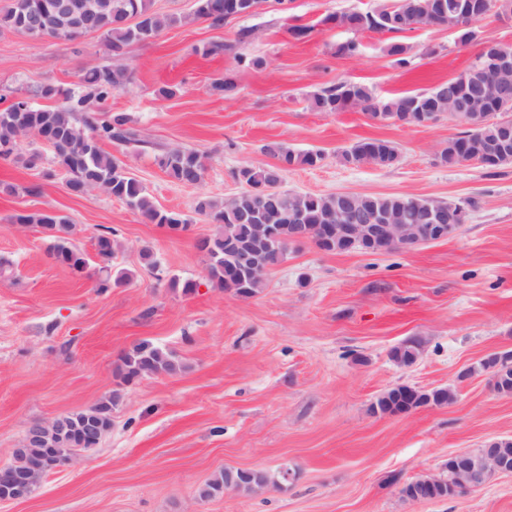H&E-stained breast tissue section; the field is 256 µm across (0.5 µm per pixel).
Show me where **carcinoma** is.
<instances>
[{"label":"carcinoma","instance_id":"carcinoma-1","mask_svg":"<svg viewBox=\"0 0 512 512\" xmlns=\"http://www.w3.org/2000/svg\"><path fill=\"white\" fill-rule=\"evenodd\" d=\"M91 26L104 39L108 53L121 61L130 46L146 43L157 37L164 29L187 20L199 21L216 12L219 17L213 26L221 27L224 21L239 16L256 13L268 0H195L194 9L188 15H159L152 11L151 0H95ZM440 0H381L374 9L359 17L350 11L329 15L325 21L352 32L365 30L397 33L401 28L386 27L383 18L400 13L407 23H417L424 15L438 9ZM19 0L0 10V31H20L22 15ZM129 81L125 66L104 65L85 73L82 81V94L76 96L70 89L47 85L41 94L46 98H61L63 102L48 110L34 109L20 122L15 116L14 105L0 109V158L18 157L21 137L41 130L52 132L57 142L54 158L67 168L73 169L68 179V187L75 193H85L96 188H104L110 195L124 202L137 212L146 222L171 228H187L190 220L175 211L160 209L153 196L141 181L129 175L123 164L114 156L102 150V144L138 143V131L133 120L125 112H107L101 108L112 92L125 87ZM413 95H401L386 100L374 97L370 89L360 83L340 81L320 87L312 95V107L319 112H341L349 104L355 103L372 115L392 120L405 118L408 104ZM266 155L276 160L274 164L252 165L239 169L237 179L244 185L241 192L218 203L211 198L201 197L194 206L195 213L218 225V231L203 239L201 249L205 250L206 276L215 286L230 291L238 297H251L266 287V279L256 278L242 283L229 276L233 260L224 254V239L246 238L250 236L249 221L244 216L257 213L260 222L273 228L279 240L286 241L295 231V225L288 220V209L303 215L305 223L312 227L324 223V218L336 215L338 202L329 195L282 191L287 201L278 206L260 205L253 189L269 186L284 177L286 167H315L323 160L318 152L297 153L282 142H269L264 145ZM397 149L385 139H365L354 144L342 154L348 163H370L381 167L393 165ZM159 167L174 181L187 184L199 182L205 170L203 157L197 151L185 148H172L158 156ZM435 199L427 196L358 195L356 206L366 211H376L396 223L404 222L408 209L423 208ZM13 221L21 226H36L48 241L50 255L76 272H83L87 261L72 241L74 227L64 215H53L43 211L30 215H16ZM113 231L107 230L96 239L97 255L102 260V270L108 271L114 258ZM422 348L421 341L410 340L394 349L392 358L401 365L415 362ZM180 368L175 354L143 343L133 352L120 358L116 366V378L122 384H129L139 377L158 374H171ZM401 390L390 389L381 395L373 411L382 414L394 412L399 405ZM120 398V390L112 397L84 411L66 416L70 431L79 433L88 428L106 434L112 425V406ZM228 482L235 483L239 490L257 492L266 487L270 477L263 470L243 472L221 471L210 480L201 491V497L208 498L224 492Z\"/></svg>","mask_w":512,"mask_h":512}]
</instances>
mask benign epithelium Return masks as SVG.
Masks as SVG:
<instances>
[{"mask_svg":"<svg viewBox=\"0 0 512 512\" xmlns=\"http://www.w3.org/2000/svg\"><path fill=\"white\" fill-rule=\"evenodd\" d=\"M80 6L77 0H46L43 3L44 10L55 14L58 23L37 27L39 37L60 40L72 35H86L87 31L74 24ZM486 15L487 11L477 6L474 0L465 3L451 0L448 8L425 15L423 21L427 26H448L461 32L470 28L476 19ZM474 69L484 77L481 90H491L493 99L502 104L512 102V84L502 80L504 74L512 71L511 46L496 41L486 42L483 57L474 61ZM476 96L478 93L470 91L464 84L454 82L441 89L431 101H414L408 119L414 124L426 125L448 115L464 129L476 132L484 125L497 122L496 113L492 109L474 111L473 98ZM475 148L476 161L482 165L497 162L511 154L512 124L500 122L498 140L486 145L478 142ZM337 196L343 200V207L336 210V223L321 227L323 236L349 247L368 245L377 253L409 251L428 241L444 240L466 223L468 217V211L455 202L436 203L427 208L421 217V226L417 229L413 224H392L373 213L359 211L353 206V193L339 192ZM309 235L307 225L298 224L291 240L280 242L271 238L264 252H253L245 245L232 244L235 252L241 254L240 265L234 275L244 280L268 274L273 269L272 258L284 256L289 248L309 242ZM62 426L61 418L42 422L38 432L26 431L22 444L11 449L13 462L10 468L13 472L7 500L26 496L46 475L77 461L74 448H46V436ZM494 444V440L485 443L479 464L469 453H459L448 458V472L452 474L448 484L452 494L458 495L482 486L488 475L512 473L509 457L493 448ZM437 481L436 477L419 478L405 484L401 492L414 502L434 500L437 498Z\"/></svg>","mask_w":512,"mask_h":512,"instance_id":"1","label":"benign epithelium"}]
</instances>
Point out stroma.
I'll use <instances>...</instances> for the list:
<instances>
[{
	"mask_svg": "<svg viewBox=\"0 0 512 512\" xmlns=\"http://www.w3.org/2000/svg\"><path fill=\"white\" fill-rule=\"evenodd\" d=\"M376 3L290 0L284 10L267 5L218 28L191 22L130 47L129 81L105 107L129 113L141 142L102 148L161 209L191 215L186 232L147 223L105 193H72L37 138L22 139L23 160L0 159V466L31 423L122 391L95 449L27 497L0 502V512H512V474L446 499L413 502L400 492L416 478L447 474L450 454L512 439V395L495 392L478 368L512 351V165L493 173L475 161H437L461 131L445 116L400 126L357 107L318 112L310 102L336 81L364 84L381 100L432 89L468 68L485 42L512 44V16L475 22L465 43L447 27L395 35L324 21ZM297 25L310 26L309 36L296 38ZM351 39L359 53L338 55ZM396 41L410 48L407 67L387 53ZM215 43L224 53L209 54ZM110 62L97 34L62 42L0 32V109L17 97L54 108L42 86L77 88L86 71ZM227 73L238 84L231 98L211 91ZM164 88L174 96H161ZM370 138L392 141L399 162L343 160ZM271 141L324 156L318 166L288 169L285 190L470 198L476 207L454 236L410 251L291 248L266 288L240 298L206 279L198 244L217 227L194 205L239 193L236 171L266 163ZM173 147L203 155L198 184L174 182L158 166L157 155ZM34 154L38 163L26 165ZM6 184L13 193L3 192ZM43 210L74 224L84 272L51 257L39 228L12 222ZM106 227L116 231L114 267L130 279L102 290L95 242ZM185 281L196 282L194 292L184 293ZM409 339L423 349L406 367L391 351ZM144 342L174 352L180 370L118 387L116 363ZM397 385L448 388L455 398L406 415L373 412ZM225 468L261 469L271 482L258 493L200 498Z\"/></svg>",
	"mask_w": 512,
	"mask_h": 512,
	"instance_id": "stroma-1",
	"label": "stroma"
}]
</instances>
